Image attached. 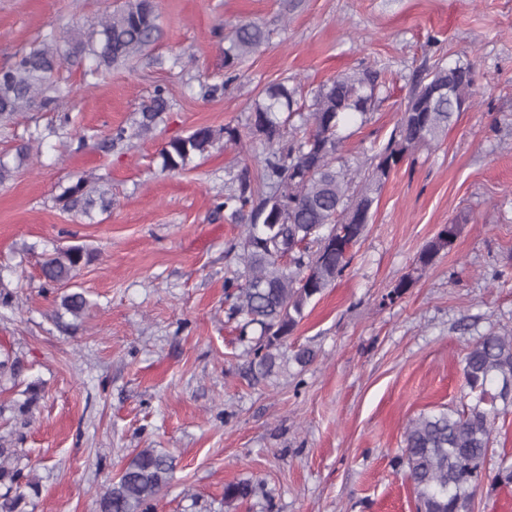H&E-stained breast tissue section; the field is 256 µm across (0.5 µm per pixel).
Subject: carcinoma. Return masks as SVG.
Returning a JSON list of instances; mask_svg holds the SVG:
<instances>
[{
	"mask_svg": "<svg viewBox=\"0 0 512 512\" xmlns=\"http://www.w3.org/2000/svg\"><path fill=\"white\" fill-rule=\"evenodd\" d=\"M158 32L154 0H126L123 7L103 17L88 31H74L62 40H45L0 70V122L10 121L29 110L37 99L50 103L64 96L55 74L71 58L90 55L95 67L89 75L127 63L153 42ZM263 40L261 28L242 24L227 37L224 85L211 87L204 96L213 97L238 79L235 67L255 52ZM474 85L473 66L454 69L436 64L411 90L397 126V139L378 156L372 171L336 166L342 137L339 129L351 114L362 121L377 100V73L338 76L323 85L312 110L296 112L294 87L281 82L269 86L250 107V127L260 137L263 150L258 158L257 180L248 172L237 176V188L217 204L234 220L247 221L239 242L242 269L224 278L225 299L232 301L231 315L240 319V333L259 329L255 344L246 351L247 369L253 378H265L276 366L279 346L304 317L307 305L332 287L348 266L351 255L344 246L355 245L366 225L357 222L354 210L375 203L393 167L424 144L438 141L454 115L468 104ZM169 101L165 89L155 90L142 108L137 130L120 127L106 141L131 138L151 130ZM241 141L239 130L226 126L195 129L172 140L162 149V166L182 169L194 156L209 152L216 140ZM67 205L105 210L104 195L79 180L63 192ZM448 249L438 234L420 253L419 269L432 265ZM89 259L81 246L57 249L48 255L41 274L48 284L70 282ZM86 305L79 292L65 295L62 308L79 315ZM464 378L471 403L462 409L441 407L409 420L404 448L398 463L405 466L417 501V512H472L475 492L484 478L492 426L499 413L497 402L512 404V336L488 334L480 337L464 358ZM11 455L0 442V512H18L23 489L32 487L27 475L10 468ZM176 459L155 448L138 450L120 476L102 494L100 512H149L151 502L168 485ZM247 482L229 483L224 498H246Z\"/></svg>",
	"mask_w": 512,
	"mask_h": 512,
	"instance_id": "obj_1",
	"label": "carcinoma"
}]
</instances>
